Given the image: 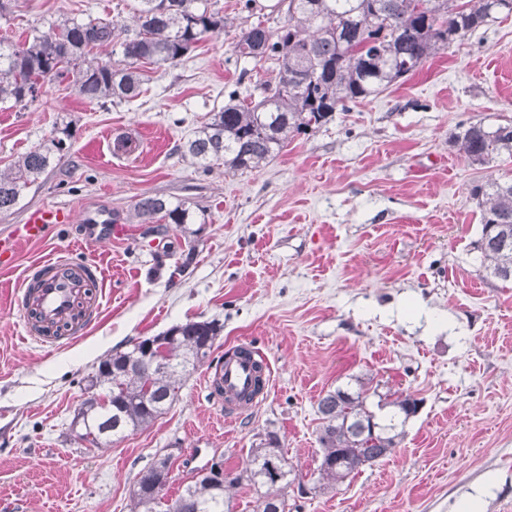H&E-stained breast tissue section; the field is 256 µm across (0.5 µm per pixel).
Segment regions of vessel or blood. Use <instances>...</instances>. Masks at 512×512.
<instances>
[{"instance_id":"vessel-or-blood-1","label":"vessel or blood","mask_w":512,"mask_h":512,"mask_svg":"<svg viewBox=\"0 0 512 512\" xmlns=\"http://www.w3.org/2000/svg\"><path fill=\"white\" fill-rule=\"evenodd\" d=\"M70 216L62 209L44 206L31 210L24 223L15 225L10 239H0V267L14 263L16 241L40 242L53 224H65ZM103 274L93 262L71 263L63 257H48L30 266L13 297L29 312L26 333L42 347H55L60 338H76L99 315V290ZM255 377L252 360L244 357L224 361L207 374L208 389L222 388L225 399L239 401L250 396Z\"/></svg>"}]
</instances>
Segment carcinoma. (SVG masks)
<instances>
[{"label":"carcinoma","mask_w":512,"mask_h":512,"mask_svg":"<svg viewBox=\"0 0 512 512\" xmlns=\"http://www.w3.org/2000/svg\"><path fill=\"white\" fill-rule=\"evenodd\" d=\"M137 29L109 18L64 19L37 31L24 44L0 47V103L24 106L37 99L26 82L72 80L90 102H128L141 92L143 71L137 64L176 65L196 45L224 28V18L210 0H137ZM288 20L280 27L253 23L241 31L234 51L244 58L271 59L279 66L275 86L250 103L237 92L210 115L182 153L206 165L244 172L277 156L291 133H307L327 124L336 111L386 90L416 71L437 51L473 34L499 13L512 14V0H288ZM117 46L128 65L92 55L100 46ZM458 152L484 166L512 155V120L490 128L482 121L454 137ZM63 151L54 139L26 153L14 171L0 174V212L11 209L22 187L36 181ZM470 196L480 212L481 235L474 250L486 270L512 283V181L477 182ZM135 211L145 224L160 215L170 224H186L189 209L157 196L141 198ZM215 320L171 327L152 347L144 339L126 351L100 359L91 381L96 389L74 419L81 439L99 448L129 432L150 426L177 398L180 378L202 361L204 344L218 336ZM366 390L337 388L318 401L321 460L313 490H335L365 465L389 457L399 444L397 427L418 412L420 401L400 394L386 422L368 408ZM276 435L253 448L246 465L231 475L196 479L174 500L175 511L162 507L168 481L166 463L142 470L131 494L133 512H233L230 489L254 487L255 512H288L285 490L300 477L286 464Z\"/></svg>","instance_id":"cac0c4a2"}]
</instances>
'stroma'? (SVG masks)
<instances>
[{
  "instance_id": "35a3bbf8",
  "label": "stroma",
  "mask_w": 512,
  "mask_h": 512,
  "mask_svg": "<svg viewBox=\"0 0 512 512\" xmlns=\"http://www.w3.org/2000/svg\"><path fill=\"white\" fill-rule=\"evenodd\" d=\"M211 0L224 18L175 66L152 70L131 102L90 103L52 83L25 108L0 103V174L60 140V160L0 212V237L27 212L56 206L71 221L20 244L0 268V512H130L138 473L172 461L165 500L196 468L240 470L266 432L290 465L317 475V402L364 383L370 406L393 393L421 402L393 454L337 490L303 498L300 512H512V285L481 267L471 184L512 179V157L478 166L453 147L460 126L512 120V16L497 15L438 51L376 97L334 113L320 130L290 134L259 168L201 166L181 145L227 93L276 83L268 59L237 57L252 21L287 20L281 0ZM135 0H12L0 46L66 18L134 26ZM122 139L131 146L114 148ZM160 196L191 221L141 223L135 205ZM109 210L121 240L87 239L85 210ZM104 270L96 322L44 349L23 334L12 292L50 256ZM218 320L207 359L149 428L86 450L71 427L98 361L116 348L189 321ZM237 346L262 352L271 380L250 410L229 418L203 386Z\"/></svg>"
}]
</instances>
